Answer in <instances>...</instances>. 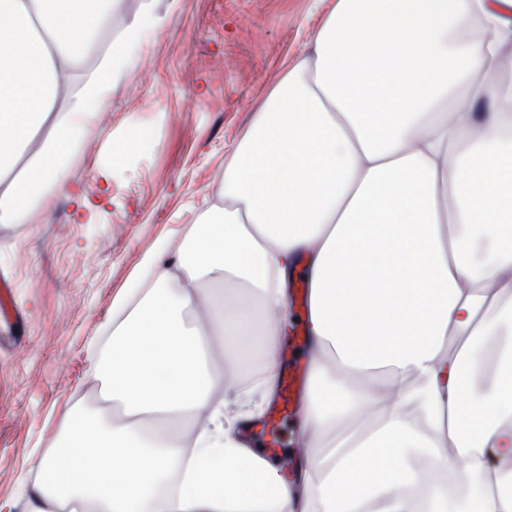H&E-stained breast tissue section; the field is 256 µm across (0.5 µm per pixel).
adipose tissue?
Masks as SVG:
<instances>
[{"mask_svg":"<svg viewBox=\"0 0 512 512\" xmlns=\"http://www.w3.org/2000/svg\"><path fill=\"white\" fill-rule=\"evenodd\" d=\"M151 8L0 0V224L69 190L111 50L164 25ZM309 47L225 164L223 206L114 296L91 379L117 414L64 413L25 512H512V0H337ZM300 274L308 452L286 473L244 433L279 392ZM248 336L262 402L228 421L215 367Z\"/></svg>","mask_w":512,"mask_h":512,"instance_id":"ef3b65f1","label":"adipose tissue"}]
</instances>
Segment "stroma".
Wrapping results in <instances>:
<instances>
[{"instance_id":"35a3bbf8","label":"stroma","mask_w":512,"mask_h":512,"mask_svg":"<svg viewBox=\"0 0 512 512\" xmlns=\"http://www.w3.org/2000/svg\"><path fill=\"white\" fill-rule=\"evenodd\" d=\"M334 0H154L169 20L118 49L112 107L86 117L71 174L0 224V499L24 512L65 410L105 409L89 374L112 299L164 236L224 202V165Z\"/></svg>"}]
</instances>
